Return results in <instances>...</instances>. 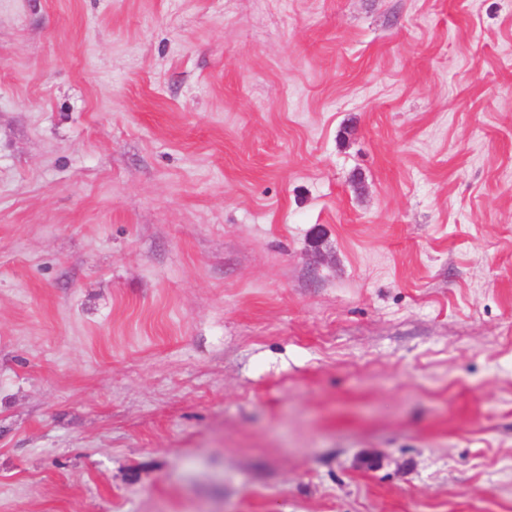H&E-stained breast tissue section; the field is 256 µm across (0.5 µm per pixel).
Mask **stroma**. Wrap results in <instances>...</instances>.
I'll use <instances>...</instances> for the list:
<instances>
[{
	"instance_id": "35a3bbf8",
	"label": "stroma",
	"mask_w": 512,
	"mask_h": 512,
	"mask_svg": "<svg viewBox=\"0 0 512 512\" xmlns=\"http://www.w3.org/2000/svg\"><path fill=\"white\" fill-rule=\"evenodd\" d=\"M0 512H512V0H0Z\"/></svg>"
}]
</instances>
